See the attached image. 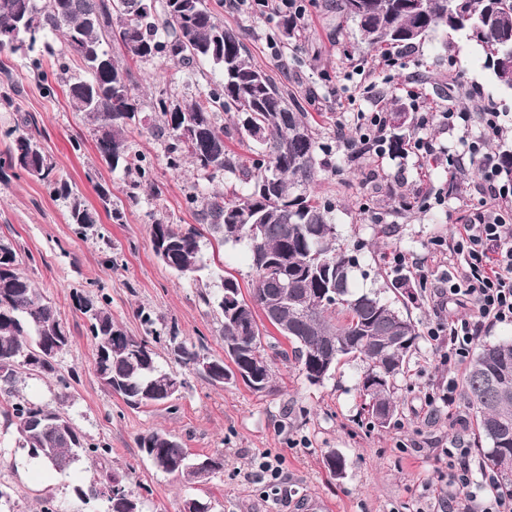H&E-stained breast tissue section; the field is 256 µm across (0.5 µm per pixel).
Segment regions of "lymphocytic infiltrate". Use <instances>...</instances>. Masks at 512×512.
<instances>
[{"mask_svg": "<svg viewBox=\"0 0 512 512\" xmlns=\"http://www.w3.org/2000/svg\"><path fill=\"white\" fill-rule=\"evenodd\" d=\"M449 256L464 258L460 275L449 277V292L467 299L472 317H449L427 327L430 341L445 345L440 356L449 367L461 368L479 333L498 323H512V224L504 214L475 211L468 223L457 225L448 242ZM448 458V492L438 496V512H512V497L471 491L472 450L464 436H456Z\"/></svg>", "mask_w": 512, "mask_h": 512, "instance_id": "obj_1", "label": "lymphocytic infiltrate"}]
</instances>
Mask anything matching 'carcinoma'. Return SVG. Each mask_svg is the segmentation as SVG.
<instances>
[{"label":"carcinoma","mask_w":512,"mask_h":512,"mask_svg":"<svg viewBox=\"0 0 512 512\" xmlns=\"http://www.w3.org/2000/svg\"><path fill=\"white\" fill-rule=\"evenodd\" d=\"M334 8L357 23L362 40L373 49L412 47L438 29L463 33L481 46L494 79L512 89V0H334ZM58 34L64 44L60 57L50 44ZM111 43L121 45L132 59L172 61L189 79L205 62L219 73L194 99L156 98L148 127L163 139L171 168L188 159L210 184L230 176L242 184L241 192L229 196L212 190L187 199L200 225L218 242L244 245L253 270L249 297L237 279L226 276L223 294L216 299L221 336L239 348L231 363L218 361L216 376L231 381L239 368L272 382L266 304L300 296L304 310L295 329L283 336L291 351H280L282 360H293L299 373L317 385L341 360L360 359L363 410L373 425L388 426L398 412L397 378L405 373L420 333L392 303L375 293L353 291L356 258L338 244L330 208L309 192L317 181L319 145L306 113L289 105L290 93L254 65L241 35L225 27L205 0H0V50L24 54L40 72L44 56L55 58L70 105L93 126L101 159L114 170L136 174L127 193L132 199L149 182V168L127 136L129 127L141 122L140 95L128 66L109 50ZM67 55L81 63L79 70H71ZM231 110L238 112L232 132L218 122V113ZM234 133L253 144L255 158L245 160L228 149L225 139ZM4 138L8 146L0 166L17 167L45 182L53 195L72 198L70 223H96L97 211L68 183L53 177V166L31 132L14 128ZM302 183L308 188L303 195L298 191ZM150 237L155 256L179 274L191 276L205 268L202 233L196 227L158 219L151 224ZM259 254L281 265L287 279H273L258 263ZM21 264L15 247L0 256V384L10 394L18 367L35 375L52 374L55 359L71 343L55 306L38 295ZM330 288L336 298L327 301L324 294ZM77 308L88 319L95 370L104 388L131 407L173 397L169 386L179 377L158 366L147 339L129 335L90 298L80 300ZM325 347L336 350L335 363L327 369L318 363ZM463 390L474 409V438L490 444L483 463L494 473L496 489L512 495L511 340L482 345L464 373ZM41 415L63 421L68 434L51 427L31 433L29 423ZM8 416L21 448L56 471L65 472L84 457L111 453L104 443H88L60 410L18 394ZM138 448L149 460H159L156 469L201 481L198 460L168 433L144 434ZM112 480L109 475L85 489L75 488V493L88 503ZM132 509L141 512L142 502L126 489L112 512Z\"/></svg>","instance_id":"carcinoma-1"}]
</instances>
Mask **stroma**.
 Segmentation results:
<instances>
[{
  "label": "stroma",
  "instance_id": "stroma-1",
  "mask_svg": "<svg viewBox=\"0 0 512 512\" xmlns=\"http://www.w3.org/2000/svg\"><path fill=\"white\" fill-rule=\"evenodd\" d=\"M330 2L303 0L302 39L294 48L280 38L272 15L238 8L234 0H206L225 26L242 34L254 63L312 115L319 142L316 193L332 208L341 247L358 260L356 291L392 301V281L414 285L418 271L427 273L426 288L409 308L422 331L448 315L470 311L445 294L448 261L432 243L448 239L459 217L489 200L462 140L482 134V113L501 112L505 128L488 150L496 155L512 149V90L492 79L476 42L442 29L414 47L392 49L398 63L388 66ZM130 68L146 117L151 97L160 91L179 100L207 87L203 76L184 84L166 60L134 61ZM43 84L21 55L0 52V154L7 145L4 131L27 120L55 174L93 207L100 204L96 185L108 187L122 205V217L103 213L97 224L78 228L68 220V200L19 170L0 174V239L18 248L22 272L53 302L71 335L70 346L56 358L54 375L19 369L17 388L36 404L63 410L86 441L107 443L112 453L100 463L80 460L65 472L30 462L5 415L11 398L0 390V512H40L47 499L55 512H105L103 500L84 502L75 489L106 474L122 479L141 500L143 512H179L187 498L206 503L209 512H292L293 502L305 495L327 501L331 512H432L448 483V462L439 453L458 435L459 418L472 415L463 398L451 408L427 405V394L448 383L437 347L420 339L407 376L398 381V414L385 428L370 424L362 409L358 361L340 365L320 385L308 383L294 364L275 361V390L263 395L240 382L212 383L180 363L164 337L172 327L205 355L223 358L221 318L202 296L220 294L223 270L248 285L253 272L244 250L218 245L207 234L201 239L205 267L196 276L180 275L160 262L150 226L160 217L194 223L186 203L197 182L192 164L170 168L161 139L144 126L130 127L129 140L149 164L158 190L128 199L131 175L102 162L84 114L70 106L63 91L45 94ZM448 110L470 113L469 126L422 125L424 113ZM368 112L383 113L389 125L403 115L407 138L425 135L433 151L354 152L346 141ZM78 141L83 147L77 152ZM395 249L407 256V264H388L386 256ZM80 296L102 301L132 336L146 335L139 314L149 312L162 334L154 345L157 362L181 373L185 388L167 403L137 409L106 390L95 371L88 320L76 307ZM60 375L70 383L67 390L56 384ZM156 429L191 454L223 458V469L193 484L157 470L137 445L139 436ZM332 453L343 460L341 474L326 465ZM264 461L278 466L277 481L258 479Z\"/></svg>",
  "mask_w": 512,
  "mask_h": 512
}]
</instances>
